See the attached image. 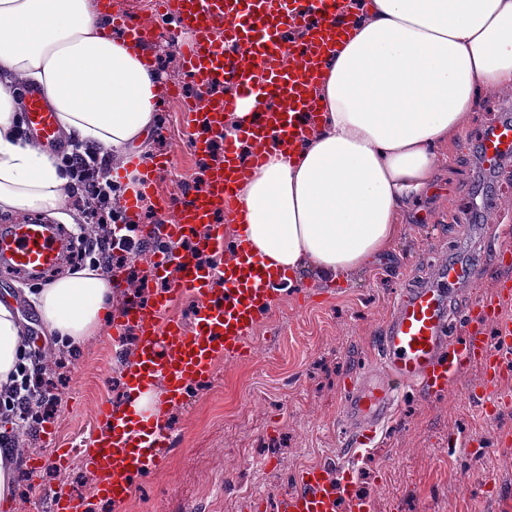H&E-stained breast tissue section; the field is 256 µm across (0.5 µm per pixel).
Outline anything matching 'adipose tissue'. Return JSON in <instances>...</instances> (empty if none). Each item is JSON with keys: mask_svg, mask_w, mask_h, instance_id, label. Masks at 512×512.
I'll return each mask as SVG.
<instances>
[{"mask_svg": "<svg viewBox=\"0 0 512 512\" xmlns=\"http://www.w3.org/2000/svg\"><path fill=\"white\" fill-rule=\"evenodd\" d=\"M354 30L321 73L319 129L234 192L235 229L271 269L330 283L389 252L403 208L427 195L438 151L462 139L479 88L512 86V0H349ZM93 0H0V73L46 93L80 146L115 155L113 181L135 193L132 158L149 152L161 84L139 51L106 36ZM20 100L0 83V213L67 221L72 179L19 133ZM113 280L86 266L47 282L33 305L46 334L71 347L110 315ZM24 350L0 301V384Z\"/></svg>", "mask_w": 512, "mask_h": 512, "instance_id": "obj_1", "label": "adipose tissue"}]
</instances>
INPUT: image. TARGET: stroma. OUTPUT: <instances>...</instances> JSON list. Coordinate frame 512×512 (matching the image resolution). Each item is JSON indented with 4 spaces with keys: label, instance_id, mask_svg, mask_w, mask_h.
I'll use <instances>...</instances> for the list:
<instances>
[{
    "label": "stroma",
    "instance_id": "obj_1",
    "mask_svg": "<svg viewBox=\"0 0 512 512\" xmlns=\"http://www.w3.org/2000/svg\"><path fill=\"white\" fill-rule=\"evenodd\" d=\"M510 118L512 98L480 89L465 138L440 152L433 189L401 213L393 249L341 285L312 276L278 285L246 340L249 358L217 360L211 383L170 409L171 445L160 449L147 489L117 508L94 502L91 512H256V498L276 499L315 463L351 471L376 512H512V379L501 384L493 416L481 411L475 366L444 399L403 396L380 446L357 460L339 418L344 381L375 365L408 285L428 284L452 262L466 273L459 302L495 288L507 246L486 224L512 225V160L485 171L475 146L489 125ZM150 139L153 154H174L170 185L203 187L212 160L192 155L178 106L160 108ZM135 349V338L117 343L105 328L80 347L61 346L52 390L58 411L48 421L54 433L15 459L13 502L49 512L55 489L91 495L82 449L98 404L123 402ZM61 448L69 456L63 469L50 462ZM36 457L47 460L38 471L29 467Z\"/></svg>",
    "mask_w": 512,
    "mask_h": 512
}]
</instances>
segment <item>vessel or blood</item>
Here are the masks:
<instances>
[{
	"instance_id": "vessel-or-blood-1",
	"label": "vessel or blood",
	"mask_w": 512,
	"mask_h": 512,
	"mask_svg": "<svg viewBox=\"0 0 512 512\" xmlns=\"http://www.w3.org/2000/svg\"><path fill=\"white\" fill-rule=\"evenodd\" d=\"M343 0H160L161 15L195 31L194 41L181 45L185 72L195 85L186 109L192 130V151H221L223 160L207 173L204 190L157 200L160 219L141 224L138 199L125 203L127 223L140 224L143 237L165 242L162 250L145 253L158 290L126 301L110 332L121 339L127 330L138 335L137 355L126 369V400L104 404L99 428L93 430L81 460L96 477L100 499L125 502L159 464V449L168 447L166 417L191 390L212 381L217 359L246 357L245 341L254 330L277 285L285 277L263 268L245 240H228L216 220L235 184L263 165L270 146L299 150L307 133L317 128L321 107L313 86L323 59L335 52L355 22ZM108 28H121L127 42L148 50L159 25L135 22L113 13L112 0H99ZM298 29L301 39L289 40L286 30ZM235 94L223 95L224 86ZM252 97L258 106L253 119L236 137L224 135V116L237 111L240 100ZM26 124L38 144L58 146L57 115L42 91L29 90ZM485 168L494 170L512 157V122L497 123L484 137ZM172 159L162 154L143 162V192L153 195ZM223 255L222 264L199 265L195 252ZM57 225L18 221L0 227V268L34 276L48 273L63 261ZM464 273L451 265L431 284L406 289L394 307L380 342L377 366L345 382L341 419L351 448L377 446L383 427L395 415L399 395L414 391L426 399L446 395L458 373L478 366L484 396L512 377V317L503 307L512 302V281L480 301L457 306ZM194 304L193 331L170 312L176 300ZM495 328L487 339L486 325ZM159 388L157 411L143 420L134 408L137 396ZM51 512H87L86 498L59 492ZM277 512H376L373 499L358 491L349 474L329 476L327 467L311 466L296 475V487L283 494Z\"/></svg>"
}]
</instances>
